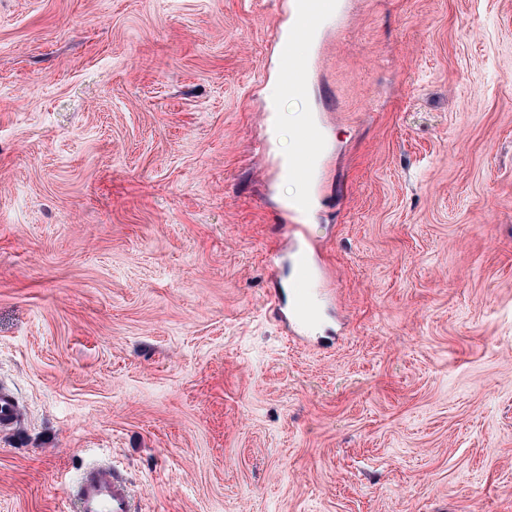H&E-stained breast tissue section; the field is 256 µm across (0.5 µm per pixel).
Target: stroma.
<instances>
[{"label": "stroma", "instance_id": "obj_1", "mask_svg": "<svg viewBox=\"0 0 512 512\" xmlns=\"http://www.w3.org/2000/svg\"><path fill=\"white\" fill-rule=\"evenodd\" d=\"M290 0H0V512H512V0H336L303 52L322 318L266 96ZM292 288L288 292V323L312 316V288L316 265L310 250L302 243L292 249ZM72 495L78 512H134L132 497L125 482L112 465L86 468Z\"/></svg>", "mask_w": 512, "mask_h": 512}]
</instances>
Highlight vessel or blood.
<instances>
[{"label":"vessel or blood","mask_w":512,"mask_h":512,"mask_svg":"<svg viewBox=\"0 0 512 512\" xmlns=\"http://www.w3.org/2000/svg\"><path fill=\"white\" fill-rule=\"evenodd\" d=\"M298 10L288 29V40L280 48L277 68L285 88L302 91L307 61L301 48L309 44L311 33L333 13V0H296ZM320 145V130L310 121H303L298 131V152L288 163L286 173L294 180L306 182L313 175V159ZM316 265L310 250L296 244L292 250V287L288 293V319L312 316V290ZM72 495L77 512H134V504L125 482L111 466L92 465L86 468Z\"/></svg>","instance_id":"1"}]
</instances>
